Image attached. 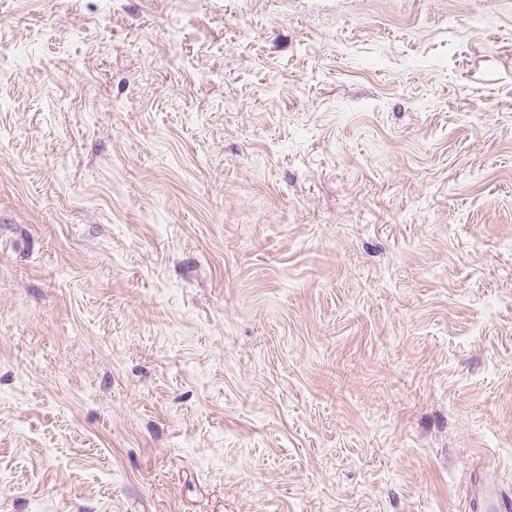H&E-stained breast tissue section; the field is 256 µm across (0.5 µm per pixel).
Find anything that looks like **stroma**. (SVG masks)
<instances>
[{
    "instance_id": "1",
    "label": "stroma",
    "mask_w": 512,
    "mask_h": 512,
    "mask_svg": "<svg viewBox=\"0 0 512 512\" xmlns=\"http://www.w3.org/2000/svg\"><path fill=\"white\" fill-rule=\"evenodd\" d=\"M512 488V0H0V512H463ZM464 503L465 512H487L490 506L497 512L512 510V497L500 490L497 484H492L486 476L470 479Z\"/></svg>"
}]
</instances>
